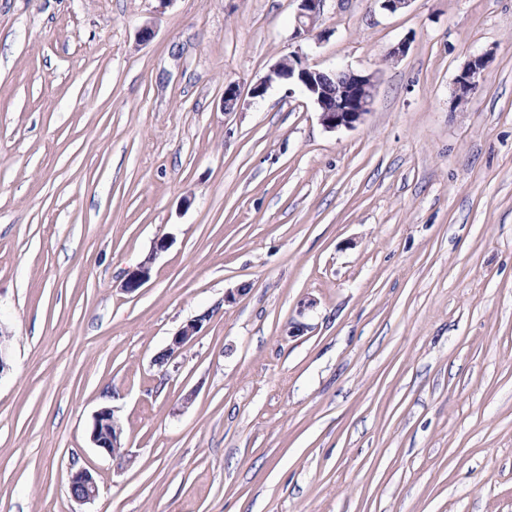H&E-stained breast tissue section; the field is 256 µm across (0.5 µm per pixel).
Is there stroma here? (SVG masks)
Returning <instances> with one entry per match:
<instances>
[{"instance_id": "obj_1", "label": "stroma", "mask_w": 512, "mask_h": 512, "mask_svg": "<svg viewBox=\"0 0 512 512\" xmlns=\"http://www.w3.org/2000/svg\"><path fill=\"white\" fill-rule=\"evenodd\" d=\"M296 10L0 0V512H512V0ZM299 47L376 74L361 124L251 97ZM299 2L295 16L294 36L308 35L323 14L326 0H296ZM490 59L487 54H482L471 59L456 77V92L454 103L456 106L468 101L485 79ZM204 321V316L189 320L173 335L170 344L162 352L167 362L174 358L187 343L195 338V336H198ZM117 424L110 407H102L94 414L90 439L99 452L112 457L117 455L119 448H122V456L128 454L127 448L122 446L121 430ZM69 491L71 498L79 503L90 502L99 494V487L94 475L86 468L70 471Z\"/></svg>"}]
</instances>
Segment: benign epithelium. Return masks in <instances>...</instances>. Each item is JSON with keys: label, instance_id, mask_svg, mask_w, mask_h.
<instances>
[{"label": "benign epithelium", "instance_id": "1", "mask_svg": "<svg viewBox=\"0 0 512 512\" xmlns=\"http://www.w3.org/2000/svg\"><path fill=\"white\" fill-rule=\"evenodd\" d=\"M326 0H298L295 16L294 36L308 35L323 14ZM490 59L482 54L471 59L456 77L455 105L468 101L485 79ZM274 82H287L299 87L317 107L319 120L324 128L336 130L353 128L362 123L370 112L376 87V76L359 74L350 69L324 71L306 63L303 54L294 51L271 66L269 73L251 89V96L261 97ZM224 112L231 113L241 106L239 87L234 82L224 85ZM151 261L139 264L132 270L123 284L127 292L141 288L150 278ZM206 317L199 316L188 321L172 337L163 351L166 360H171L195 336ZM90 439L97 450L109 456L128 454L121 443V430L117 427L114 410L102 407L95 412ZM69 491L71 498L79 503L90 502L99 494L94 475L86 468L70 471Z\"/></svg>", "mask_w": 512, "mask_h": 512}]
</instances>
